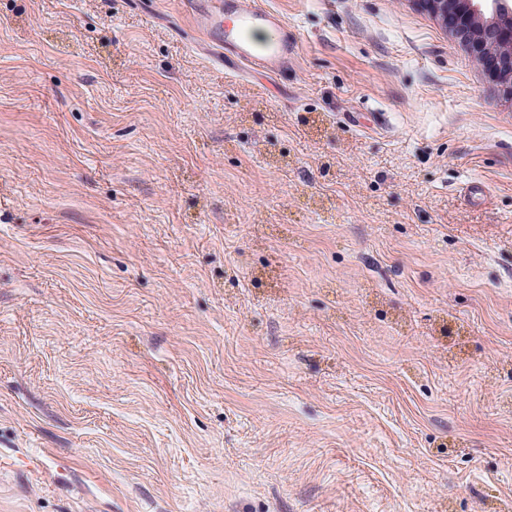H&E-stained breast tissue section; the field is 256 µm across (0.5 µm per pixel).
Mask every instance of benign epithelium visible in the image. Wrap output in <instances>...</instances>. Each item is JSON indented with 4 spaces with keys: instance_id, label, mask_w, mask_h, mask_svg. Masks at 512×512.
<instances>
[{
    "instance_id": "7a95c632",
    "label": "benign epithelium",
    "mask_w": 512,
    "mask_h": 512,
    "mask_svg": "<svg viewBox=\"0 0 512 512\" xmlns=\"http://www.w3.org/2000/svg\"><path fill=\"white\" fill-rule=\"evenodd\" d=\"M512 97V0H420Z\"/></svg>"
}]
</instances>
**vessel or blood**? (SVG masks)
Here are the masks:
<instances>
[{"label":"vessel or blood","mask_w":512,"mask_h":512,"mask_svg":"<svg viewBox=\"0 0 512 512\" xmlns=\"http://www.w3.org/2000/svg\"><path fill=\"white\" fill-rule=\"evenodd\" d=\"M190 10L201 32L219 38L238 60L266 73H275L294 52L287 27L254 0H192ZM257 29L268 34L260 45L251 37Z\"/></svg>","instance_id":"1"}]
</instances>
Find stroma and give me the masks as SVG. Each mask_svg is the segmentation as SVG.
I'll use <instances>...</instances> for the list:
<instances>
[{
	"instance_id": "stroma-1",
	"label": "stroma",
	"mask_w": 512,
	"mask_h": 512,
	"mask_svg": "<svg viewBox=\"0 0 512 512\" xmlns=\"http://www.w3.org/2000/svg\"><path fill=\"white\" fill-rule=\"evenodd\" d=\"M256 4L275 75L0 0V512H512V97L416 0Z\"/></svg>"
}]
</instances>
